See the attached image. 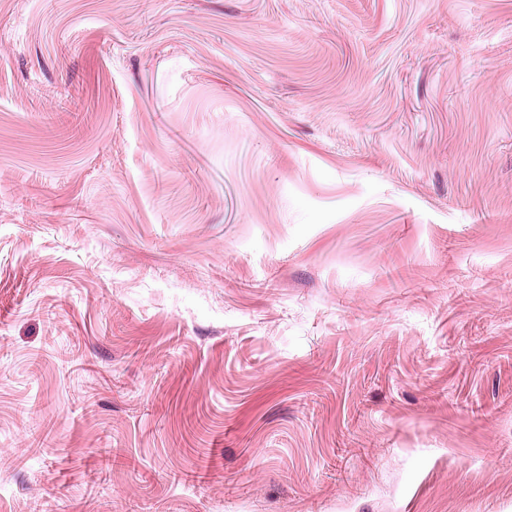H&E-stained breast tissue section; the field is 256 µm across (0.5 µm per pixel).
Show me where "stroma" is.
Segmentation results:
<instances>
[{"mask_svg":"<svg viewBox=\"0 0 512 512\" xmlns=\"http://www.w3.org/2000/svg\"><path fill=\"white\" fill-rule=\"evenodd\" d=\"M0 512H512V0H0Z\"/></svg>","mask_w":512,"mask_h":512,"instance_id":"1","label":"stroma"}]
</instances>
